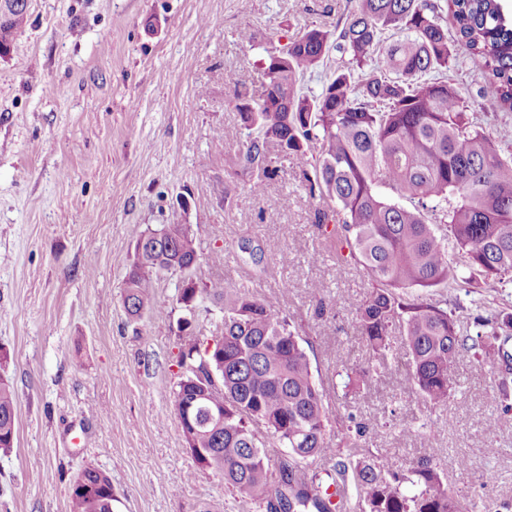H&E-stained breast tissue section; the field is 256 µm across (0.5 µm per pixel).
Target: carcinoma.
<instances>
[{
  "instance_id": "cac0c4a2",
  "label": "carcinoma",
  "mask_w": 512,
  "mask_h": 512,
  "mask_svg": "<svg viewBox=\"0 0 512 512\" xmlns=\"http://www.w3.org/2000/svg\"><path fill=\"white\" fill-rule=\"evenodd\" d=\"M28 0H16L0 23V51L9 50L25 24ZM456 39L448 41V31ZM392 31L398 39L374 54ZM463 48L484 61V93L512 111V17L502 0H450L439 11L425 0H356L336 38L311 28L263 61L267 86L260 101L238 98V155L259 196L269 173L270 149L297 159L311 196L329 201L319 224L376 284L356 310L361 338L372 352L355 370L361 381L381 376L393 359L390 336L400 328L408 355L405 385L430 407L448 404L456 391L455 366L463 351L481 363L512 362V314L470 316L465 332L454 312L428 297L429 288H453L459 266L485 287L512 282V161L470 119L468 105L448 82ZM345 58L322 92L298 86L326 65L331 52ZM186 263L219 265L220 250L201 252L188 224H160L136 239L123 282V305L139 319L159 307L161 255L168 247ZM186 325H177L175 359L183 369L172 391L176 419L195 401V421L179 424L195 469L224 480L243 503L288 501V512H476V503L448 487L427 442L423 458L406 472L382 456L339 458L330 439L334 419L326 389L316 381L302 338L288 320L246 287L217 288L201 278L177 285ZM222 313L224 342L207 351L200 311ZM208 361L224 376V390L194 400L189 365ZM501 385L500 410L485 423L493 434L512 413ZM224 409V420L209 411ZM16 438V399L0 377V448ZM273 443L287 450L274 461ZM110 475L92 463L75 476L69 512H114Z\"/></svg>"
}]
</instances>
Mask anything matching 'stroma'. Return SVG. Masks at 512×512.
<instances>
[{"label": "stroma", "mask_w": 512, "mask_h": 512, "mask_svg": "<svg viewBox=\"0 0 512 512\" xmlns=\"http://www.w3.org/2000/svg\"><path fill=\"white\" fill-rule=\"evenodd\" d=\"M354 0H30L0 58V352L16 396L17 433L0 449V512H68L86 462L112 478L115 512H264L221 479L193 469L172 413L176 279H160L159 310L133 323L123 279L147 226L191 225L224 262L199 277L236 282L288 315L325 388L369 356L355 310L372 288L337 257L318 224L297 162L274 153L263 198L248 191L238 144V95L259 96L262 62L304 30L335 31ZM248 29L252 44L237 34ZM449 82L471 116L512 158V112L483 90L479 58L461 53ZM277 242L252 260L244 241ZM332 296L317 305L311 283ZM449 308L512 314V285L436 289ZM459 388L433 409L410 396L406 358L385 377L332 400L370 425L366 447L393 469L416 465L421 438L438 450L447 484L484 506L512 500V417L484 431L495 381L470 354ZM421 433L379 428L390 412ZM467 470H459L458 459Z\"/></svg>", "instance_id": "stroma-1"}]
</instances>
